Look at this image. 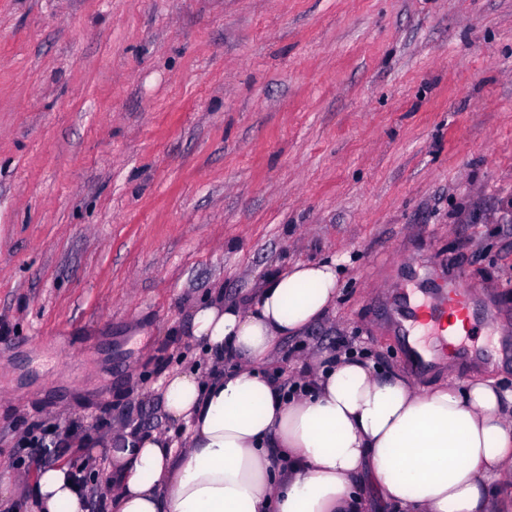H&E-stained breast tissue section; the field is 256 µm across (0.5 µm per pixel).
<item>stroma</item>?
I'll return each mask as SVG.
<instances>
[{
	"mask_svg": "<svg viewBox=\"0 0 512 512\" xmlns=\"http://www.w3.org/2000/svg\"><path fill=\"white\" fill-rule=\"evenodd\" d=\"M338 260L292 376L349 343L428 389L512 392V0H0V467L94 481L98 441L163 429L166 371L215 290ZM465 269L499 339L413 368L401 290Z\"/></svg>",
	"mask_w": 512,
	"mask_h": 512,
	"instance_id": "35a3bbf8",
	"label": "stroma"
}]
</instances>
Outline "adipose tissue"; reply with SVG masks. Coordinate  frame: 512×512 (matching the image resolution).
<instances>
[{"mask_svg": "<svg viewBox=\"0 0 512 512\" xmlns=\"http://www.w3.org/2000/svg\"><path fill=\"white\" fill-rule=\"evenodd\" d=\"M332 259L270 273L245 303L193 305L189 334L218 371L158 389L182 442L113 440L103 512H512V396L471 379L417 390L363 358L316 355L293 388L268 367L336 304ZM29 512H89L68 466L41 467Z\"/></svg>", "mask_w": 512, "mask_h": 512, "instance_id": "1", "label": "adipose tissue"}]
</instances>
